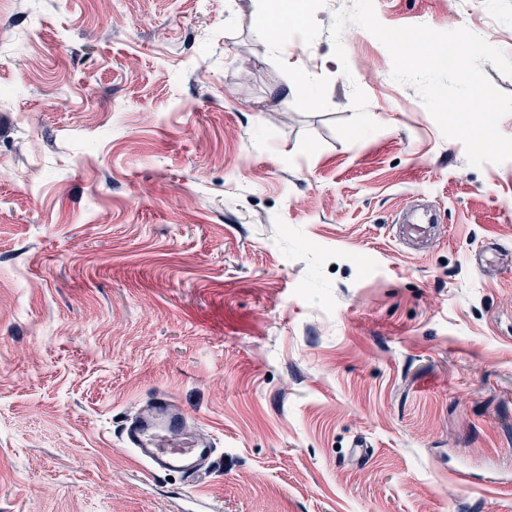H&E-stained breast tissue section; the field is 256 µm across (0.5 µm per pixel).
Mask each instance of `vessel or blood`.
Instances as JSON below:
<instances>
[{"label":"vessel or blood","mask_w":512,"mask_h":512,"mask_svg":"<svg viewBox=\"0 0 512 512\" xmlns=\"http://www.w3.org/2000/svg\"><path fill=\"white\" fill-rule=\"evenodd\" d=\"M122 440L153 471L176 472L190 479L213 454L210 438L194 431L187 414L164 394L138 412Z\"/></svg>","instance_id":"1"}]
</instances>
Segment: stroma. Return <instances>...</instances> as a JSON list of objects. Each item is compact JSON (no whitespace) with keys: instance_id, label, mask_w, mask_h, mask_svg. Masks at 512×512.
Returning <instances> with one entry per match:
<instances>
[{"instance_id":"1","label":"stroma","mask_w":512,"mask_h":512,"mask_svg":"<svg viewBox=\"0 0 512 512\" xmlns=\"http://www.w3.org/2000/svg\"><path fill=\"white\" fill-rule=\"evenodd\" d=\"M351 4L0 0V512H187L120 439L160 392L210 512H512V161L469 166L362 27L338 60ZM374 8L512 58V0Z\"/></svg>"}]
</instances>
